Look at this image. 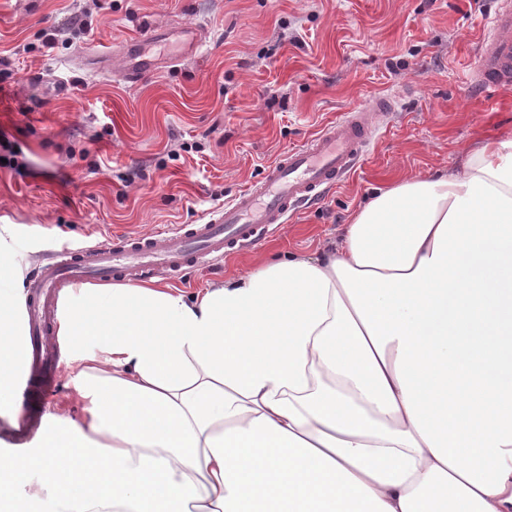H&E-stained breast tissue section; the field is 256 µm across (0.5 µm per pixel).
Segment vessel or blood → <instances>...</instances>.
<instances>
[{"instance_id": "obj_1", "label": "vessel or blood", "mask_w": 512, "mask_h": 512, "mask_svg": "<svg viewBox=\"0 0 512 512\" xmlns=\"http://www.w3.org/2000/svg\"><path fill=\"white\" fill-rule=\"evenodd\" d=\"M490 18L478 44L475 88L512 89V0ZM391 107L378 99L374 110L359 108L296 146L271 164L259 182L225 202L205 221L174 232L106 242L55 253L29 284L23 314L29 370L18 378L22 409L0 420V459L20 455L35 438L38 407L58 385L60 294L79 283L142 280L178 272L205 260H220L265 239L299 205L318 199L347 177L370 143L374 112Z\"/></svg>"}]
</instances>
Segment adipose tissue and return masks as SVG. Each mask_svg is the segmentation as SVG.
<instances>
[{"label": "adipose tissue", "instance_id": "ef3b65f1", "mask_svg": "<svg viewBox=\"0 0 512 512\" xmlns=\"http://www.w3.org/2000/svg\"><path fill=\"white\" fill-rule=\"evenodd\" d=\"M0 225V403L22 280ZM84 421L0 464V512H512V137L338 241L182 291L64 290ZM32 477L21 486L22 476Z\"/></svg>", "mask_w": 512, "mask_h": 512}]
</instances>
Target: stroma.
<instances>
[{
	"instance_id": "stroma-1",
	"label": "stroma",
	"mask_w": 512,
	"mask_h": 512,
	"mask_svg": "<svg viewBox=\"0 0 512 512\" xmlns=\"http://www.w3.org/2000/svg\"><path fill=\"white\" fill-rule=\"evenodd\" d=\"M496 0H0V225L24 278L62 249L196 223L266 166L391 97L343 182L272 237L163 281L192 294L337 238L374 189L454 169L512 133V91L472 89ZM93 33H79V21ZM164 34L156 67L113 56ZM198 51L174 64L171 47ZM53 47H46V38ZM96 44L98 58L85 50ZM81 352L62 349L49 414L79 416Z\"/></svg>"
}]
</instances>
